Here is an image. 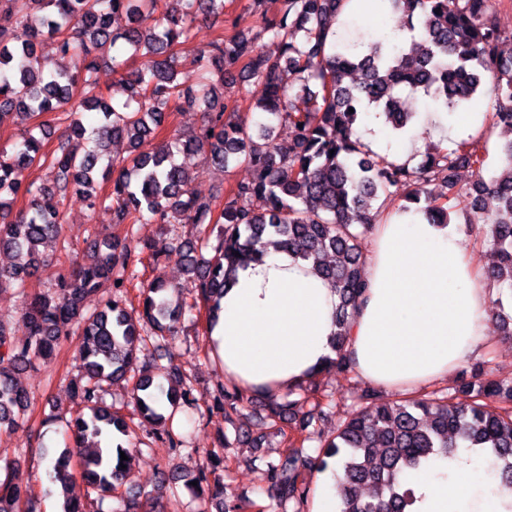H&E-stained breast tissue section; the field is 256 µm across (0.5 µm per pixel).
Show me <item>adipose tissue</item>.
Listing matches in <instances>:
<instances>
[{
    "label": "adipose tissue",
    "instance_id": "1",
    "mask_svg": "<svg viewBox=\"0 0 512 512\" xmlns=\"http://www.w3.org/2000/svg\"><path fill=\"white\" fill-rule=\"evenodd\" d=\"M366 291L347 329L356 373L395 391L447 378L489 334L486 284L452 225L422 213L375 225ZM210 335L224 374L243 392L281 394L317 375L330 355L336 294L310 264L268 252L240 269ZM411 512H512L482 454L436 457L406 470Z\"/></svg>",
    "mask_w": 512,
    "mask_h": 512
}]
</instances>
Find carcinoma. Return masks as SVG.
Here are the masks:
<instances>
[{
  "label": "carcinoma",
  "mask_w": 512,
  "mask_h": 512,
  "mask_svg": "<svg viewBox=\"0 0 512 512\" xmlns=\"http://www.w3.org/2000/svg\"><path fill=\"white\" fill-rule=\"evenodd\" d=\"M349 2L283 0L280 17L260 32L238 31L198 47L193 45L197 21L224 14V0H0V12L14 18V26L0 27V119L12 114L25 125L19 140L0 150V252L15 259L8 268L0 266V290L6 284L17 287L28 329L26 340L16 344L0 324V434L17 433L31 403L16 372L40 368L65 337L77 333L81 373L73 387L82 408L66 427L83 448L79 468L87 494H96L98 503L116 500L109 512L145 510L133 487L116 494L113 479L126 476L127 461L120 453L130 454L113 444L117 435L142 430L180 447L162 401L173 407L191 396L179 366L168 368L167 384L156 381L148 342L170 334L184 306L172 297V286L134 284L137 265L156 263L160 254L132 243V225L196 224L217 230L213 247L205 237L176 236L169 250L193 283L209 327L244 263L261 259L271 247L312 263L338 299L325 368L341 374L354 371L346 340L365 290L362 238L401 190L406 191L402 208L422 204L418 211L432 224L450 223L458 208L484 213L477 228L499 255L484 275L512 290V56L499 51L495 0H375L383 19L398 15L403 27L417 34L413 48L388 29L373 40L344 41L338 27ZM123 14L128 25L112 28V18ZM264 35L277 44V55L258 45ZM48 46L63 57H78L82 66L43 70L38 59ZM119 48L129 57L115 54ZM185 48L196 52L200 76L195 80L178 67V50ZM109 53L112 73L129 89L119 103L107 100L95 79L100 57ZM134 58L141 62L132 68ZM236 74L242 78L240 100L259 114L252 124L217 92ZM487 80L494 97L490 120L507 133L496 148L497 167L487 145L477 141L434 147L416 166L364 150L358 134L364 114L373 112L384 127L403 133L414 117L402 105L403 92L419 93L435 111L451 114ZM252 83L263 87L257 100L250 97ZM182 102L202 108L199 131L142 150ZM88 112L96 114L90 128L84 124ZM50 113L65 129L46 152L51 131L42 117ZM282 123L292 130L286 144L273 137ZM252 126L263 144L253 141ZM74 138L87 141L84 152L74 150ZM124 139L130 154L116 158L109 143ZM180 151L200 153L218 168L245 164L252 178L232 185L224 202H204L191 188L192 174L175 159ZM36 164L50 170L42 187L23 180V171ZM460 167L475 174L466 187L457 180ZM98 180L109 184L104 195L96 194ZM436 183L442 192L430 189ZM70 192L92 212L103 208L111 212L112 223L130 225L124 238L106 242L91 233L82 258H72L59 208ZM20 197L27 206L16 211ZM44 245L60 246L71 268L56 287L32 293L28 288ZM209 247L208 258L203 251ZM134 287L136 308L129 298ZM90 294L101 296V304L85 312L81 301ZM118 380L132 383L127 416L104 400L106 386ZM306 391L299 386L268 397L269 425L291 414L302 419L306 431L313 417ZM243 400L238 388H221L216 405L235 411ZM317 442L313 459L303 447L289 448L278 462L266 464L271 500L308 504L312 490L303 470L313 460L323 472L336 465L340 512H409L412 494L401 482L402 473L432 456L471 450L489 457L512 488V382L481 381L475 399L463 406L436 393L370 404L335 432L318 435ZM71 461L65 448L52 454L47 469L50 482L65 492L74 479ZM222 462L214 456L212 467L200 471L197 485L189 487L199 512H269L272 505L246 497L224 501L215 476ZM34 502L29 487L7 474L0 478V512H32Z\"/></svg>",
  "instance_id": "carcinoma-1"
}]
</instances>
